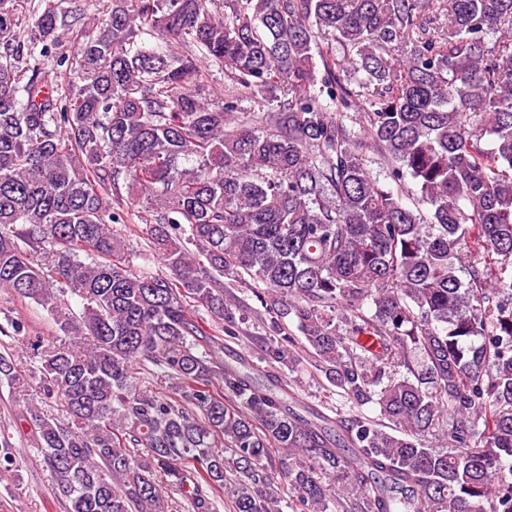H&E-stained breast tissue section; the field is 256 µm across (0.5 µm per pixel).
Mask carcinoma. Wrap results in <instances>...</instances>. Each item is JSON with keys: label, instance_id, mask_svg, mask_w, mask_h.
<instances>
[{"label": "carcinoma", "instance_id": "carcinoma-1", "mask_svg": "<svg viewBox=\"0 0 512 512\" xmlns=\"http://www.w3.org/2000/svg\"><path fill=\"white\" fill-rule=\"evenodd\" d=\"M13 2L0 290L61 322L28 337L30 377L67 418L7 347L0 385L64 512H160L165 486L281 512L277 475L292 512H512V0H103L64 90L22 51L66 63L77 10L43 0L23 36ZM203 60L223 89L188 88ZM130 207L169 273L129 269ZM248 278L279 335L263 369L220 356ZM302 353L352 415L291 405L275 370ZM25 463L0 435V472Z\"/></svg>", "mask_w": 512, "mask_h": 512}]
</instances>
